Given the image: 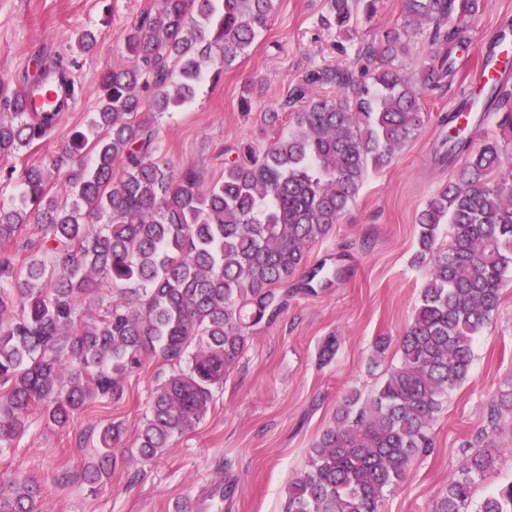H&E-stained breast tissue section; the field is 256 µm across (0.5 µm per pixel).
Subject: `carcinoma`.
Returning a JSON list of instances; mask_svg holds the SVG:
<instances>
[{"label": "carcinoma", "instance_id": "cac0c4a2", "mask_svg": "<svg viewBox=\"0 0 512 512\" xmlns=\"http://www.w3.org/2000/svg\"><path fill=\"white\" fill-rule=\"evenodd\" d=\"M379 0H327L321 23L347 38L355 19L373 17ZM123 36L132 64L101 76L97 112L52 161L64 173L58 193L45 189L41 164L22 171L25 192L0 208V244L36 229L35 255L13 274L0 257V450L23 436L33 411L59 428L96 398L118 401L124 379L149 359L172 373L152 392L133 440L123 423L99 431V459L83 480L98 484L129 457L157 459L176 435L193 430L248 347L253 327L277 317L288 290L279 285L307 267L312 247L355 203L369 170L388 166L428 122L420 91L456 76L454 55L468 49L467 20L479 0H404L407 21L383 31L372 54L380 64L365 81L323 68L289 99L300 103L288 135L267 147L239 149L223 180L202 183L160 158L158 117L194 100L202 81L223 68L267 28L272 0H158ZM432 30V63L402 64ZM59 58L22 89L0 81V155L45 138L61 112H28L25 94ZM512 72L464 96L438 116L433 158L455 168L418 216L412 265L425 270L418 305L397 338L399 363L371 393L345 396L315 441L305 469L288 483L283 512H381L385 493L412 459L432 446L444 398L465 378L473 346L512 281V113L500 138L477 140L489 112L507 97ZM336 88L332 98L306 86ZM93 157L85 163L83 151ZM448 226V245L438 243ZM336 271L321 264L307 291L330 286ZM109 285L105 297L100 284ZM392 344L379 336L370 364ZM189 360L182 369L183 360ZM512 411V391L489 406L497 428ZM500 449L481 442L468 454L433 512H512V483L473 502L476 483ZM41 483L23 470L0 481V512H41Z\"/></svg>", "mask_w": 512, "mask_h": 512}]
</instances>
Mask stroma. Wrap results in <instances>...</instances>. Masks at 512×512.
Returning <instances> with one entry per match:
<instances>
[{
	"label": "stroma",
	"mask_w": 512,
	"mask_h": 512,
	"mask_svg": "<svg viewBox=\"0 0 512 512\" xmlns=\"http://www.w3.org/2000/svg\"><path fill=\"white\" fill-rule=\"evenodd\" d=\"M273 5L266 30L220 79L206 81L190 105L159 119L162 154L173 171L194 169L208 184L221 180L227 149L265 146L292 128L295 108L287 97L305 74L324 67L355 74L374 68L378 61L367 47L405 19L404 0H380L373 18L358 19V35L349 41L321 25L326 0H273ZM154 6V0H0V79L18 86L37 62L61 57L84 89L46 139L0 156V205H10L18 195L25 164L48 165L74 131L90 124L101 74L130 64L122 32ZM510 23L512 0H481L467 24L468 70L478 69L480 50L495 30ZM84 29L97 32V45L88 53L74 52L73 39ZM473 89L459 76L422 91L421 105L431 121L391 164L369 172L355 204L309 255L311 263L341 269V277L316 295L299 291L300 277L289 281L284 311L255 326L206 417L175 437L163 456L119 466L94 493L82 479L101 426L121 422L132 435L143 421L152 391L170 372L150 360L125 379L122 400H91L66 428L33 415L26 433L0 450V479L25 469L44 488L43 512H173L185 499L194 512H209L208 494L219 480L229 489L224 512H283L289 480L306 467L310 448L333 421L342 398L381 380L383 368L368 365L374 339L400 336L413 314L424 276L411 263L417 216L453 174L431 159L440 133L436 117ZM245 93L252 101L249 113L240 109ZM269 109L279 110L280 121L264 129L259 116ZM332 334L339 347L324 364L321 344ZM511 390L512 282L502 290L492 326L475 344L468 377L449 392L433 422V447L414 458L387 492L382 512H433L477 435L489 429L488 405ZM492 432L500 455L476 486L478 499L512 482V413H504ZM64 472L69 481L58 482Z\"/></svg>",
	"instance_id": "1"
}]
</instances>
